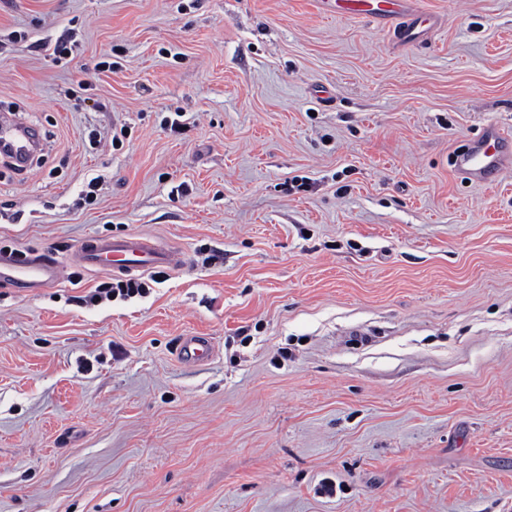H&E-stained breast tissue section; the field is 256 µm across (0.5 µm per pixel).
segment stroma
<instances>
[{
  "label": "stroma",
  "instance_id": "35a3bbf8",
  "mask_svg": "<svg viewBox=\"0 0 512 512\" xmlns=\"http://www.w3.org/2000/svg\"><path fill=\"white\" fill-rule=\"evenodd\" d=\"M419 4L398 47L320 0H0L42 140L0 249L64 267L0 282V512H512V169L451 164L512 130V0ZM133 232L181 265L93 301L77 246ZM455 170L478 185L492 181L496 173L512 167L511 137L499 125H487L453 157ZM101 289V291H98L99 296L108 299L116 296L127 298L135 295H143L146 294V289L148 288L145 286L144 282L128 280L126 282L120 281L115 286L112 284L109 287ZM177 353L185 363L203 365L213 357L214 348L206 336H185L178 345Z\"/></svg>",
  "mask_w": 512,
  "mask_h": 512
}]
</instances>
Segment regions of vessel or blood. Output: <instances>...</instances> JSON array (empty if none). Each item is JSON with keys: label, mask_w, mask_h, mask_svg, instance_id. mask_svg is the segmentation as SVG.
<instances>
[{"label": "vessel or blood", "mask_w": 512, "mask_h": 512, "mask_svg": "<svg viewBox=\"0 0 512 512\" xmlns=\"http://www.w3.org/2000/svg\"><path fill=\"white\" fill-rule=\"evenodd\" d=\"M329 11L340 16L372 19L392 27L396 44L403 45L426 36L436 25L433 16L423 12L416 0H324ZM37 151V138L23 122L0 121V153L8 155L18 176H26ZM455 170L478 185L491 181L496 173L512 167V136L500 126H485L481 135L453 157ZM77 265L97 269L112 268L121 273L169 269L180 264V256L161 247L151 236L129 234L117 237H93L75 251ZM62 265L51 258H33L24 254H0V281L19 288H45L60 282ZM177 353L188 364L202 365L213 356L208 337L186 336Z\"/></svg>", "instance_id": "1"}]
</instances>
